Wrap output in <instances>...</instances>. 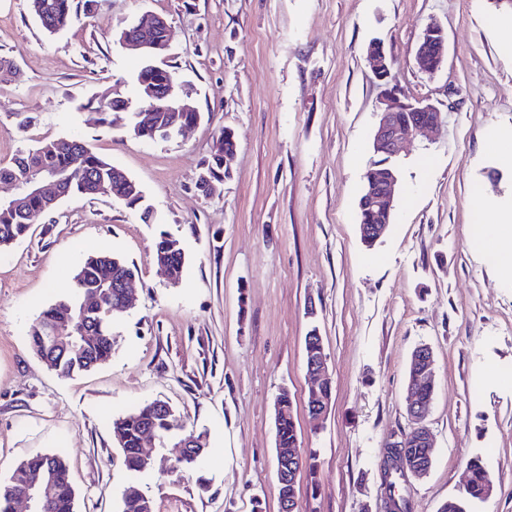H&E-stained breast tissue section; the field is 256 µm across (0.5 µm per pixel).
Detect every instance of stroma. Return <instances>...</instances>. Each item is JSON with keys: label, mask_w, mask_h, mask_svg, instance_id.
Segmentation results:
<instances>
[{"label": "stroma", "mask_w": 512, "mask_h": 512, "mask_svg": "<svg viewBox=\"0 0 512 512\" xmlns=\"http://www.w3.org/2000/svg\"><path fill=\"white\" fill-rule=\"evenodd\" d=\"M159 15L166 63L202 121L169 139L92 122L84 105L107 87L137 99L144 63L116 32ZM447 59L435 74L414 55L429 23ZM392 59L391 83L430 98L442 128L396 159L393 222L366 246L358 203L381 89L364 53ZM0 165L38 142L79 137L140 185L153 211L107 195L71 197L0 252V484L35 453L63 454L76 512H119L129 485L156 512H279L274 400L288 387L313 470L297 512H383L387 441L407 431L408 366L431 347L437 381L433 465L401 494L438 512L481 457L494 489L474 512H512V269L469 242L481 215L512 210V13L494 0H102L46 33L28 0H0ZM237 152L222 191L196 187L224 128ZM186 254L171 284L153 258L160 233ZM134 269L138 301L112 319V355L64 378L33 352L29 327L70 294L87 256ZM318 328L332 398L306 408L305 336ZM167 402L207 453L171 473L173 450L143 446L153 469H125L112 420Z\"/></svg>", "instance_id": "1"}]
</instances>
